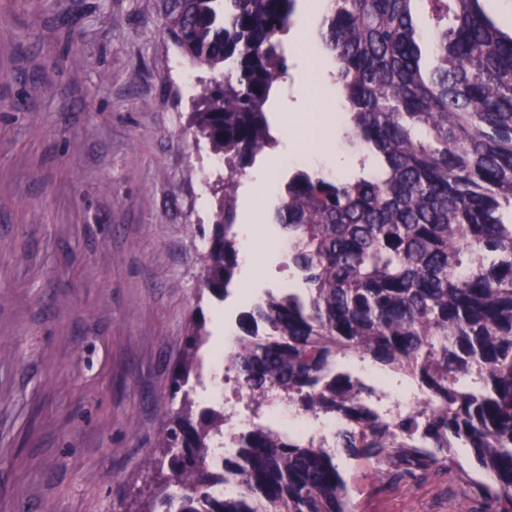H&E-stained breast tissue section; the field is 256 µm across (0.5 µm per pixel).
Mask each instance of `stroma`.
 Returning <instances> with one entry per match:
<instances>
[{"label":"stroma","instance_id":"35a3bbf8","mask_svg":"<svg viewBox=\"0 0 512 512\" xmlns=\"http://www.w3.org/2000/svg\"><path fill=\"white\" fill-rule=\"evenodd\" d=\"M297 90L269 117L333 115L336 90ZM209 78L141 0H0V512H126L192 318L223 345L240 310L200 293L211 191L222 177L195 133L181 74ZM308 157L357 142L299 133ZM256 291L298 284L286 255L255 254ZM222 322H215V313ZM429 473L379 477L337 452L355 512H493L471 451Z\"/></svg>","mask_w":512,"mask_h":512}]
</instances>
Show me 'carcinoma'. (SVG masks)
Segmentation results:
<instances>
[{
	"label": "carcinoma",
	"instance_id": "obj_1",
	"mask_svg": "<svg viewBox=\"0 0 512 512\" xmlns=\"http://www.w3.org/2000/svg\"><path fill=\"white\" fill-rule=\"evenodd\" d=\"M319 29L336 67L358 177L296 169L275 223L307 285L251 302L227 361L255 417L285 402L339 423L316 441L196 403L209 333L193 320L167 400L180 406L146 464L164 476L144 512H353L334 448L383 472L429 471L469 448L474 481L512 512V31L481 0H332ZM298 0H142L213 75L195 86L198 132L224 166L204 286L224 300L239 265L240 178L272 140L266 105L288 76ZM413 385L423 408L385 413L347 368ZM224 484V494L215 486Z\"/></svg>",
	"mask_w": 512,
	"mask_h": 512
}]
</instances>
